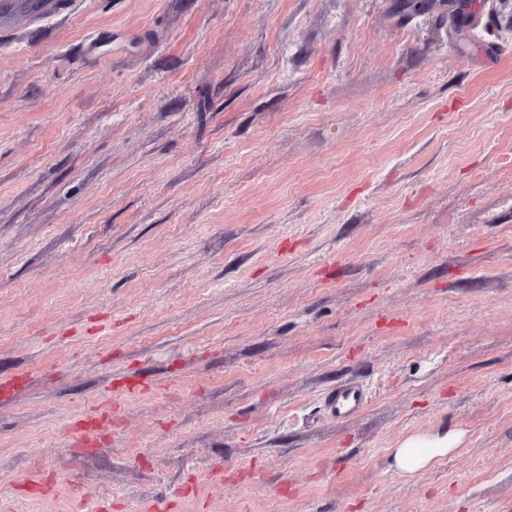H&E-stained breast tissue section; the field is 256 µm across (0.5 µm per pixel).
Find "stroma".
<instances>
[{
  "label": "stroma",
  "instance_id": "35a3bbf8",
  "mask_svg": "<svg viewBox=\"0 0 512 512\" xmlns=\"http://www.w3.org/2000/svg\"><path fill=\"white\" fill-rule=\"evenodd\" d=\"M18 2L0 512H512V0ZM27 7L34 20L58 16L67 8L66 0H31ZM367 402V390L357 381H349L329 390L324 399L326 411L336 419L357 414ZM462 441L463 433L459 431L409 436L393 450L395 467L402 474L412 475L448 456Z\"/></svg>",
  "mask_w": 512,
  "mask_h": 512
}]
</instances>
